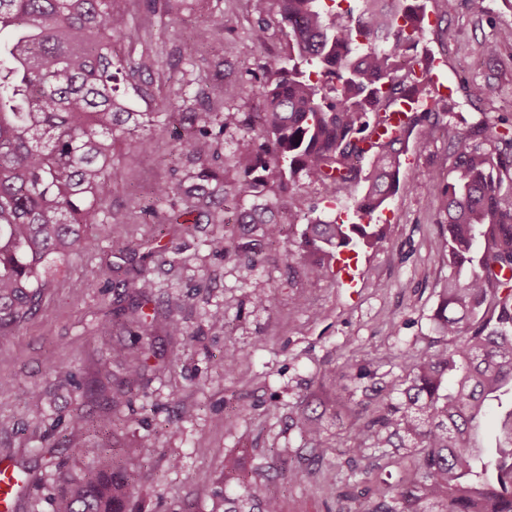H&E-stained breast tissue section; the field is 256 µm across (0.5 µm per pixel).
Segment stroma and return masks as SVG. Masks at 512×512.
<instances>
[{"label": "stroma", "instance_id": "1", "mask_svg": "<svg viewBox=\"0 0 512 512\" xmlns=\"http://www.w3.org/2000/svg\"><path fill=\"white\" fill-rule=\"evenodd\" d=\"M434 18L414 58L437 63L440 83L432 90L439 106H451L441 122L458 125L490 120L512 124V44L497 55L485 52L498 32L512 28V0H485L483 13L468 0H420ZM126 20L125 35L115 51L131 61L150 55L154 66L140 79L152 95L135 100L142 112L156 113L148 130L153 146L133 152L122 139L112 145V163L123 178L112 187L113 207L126 211L125 234L133 240L155 236L143 268L152 279L150 308L177 315L182 329H158L151 341L156 352L143 388L132 401L111 409L114 460L135 478L131 512H214L224 497V456H238L258 497L274 496L283 512H347L345 484L322 489L328 472L347 475L353 415L364 395L386 398L401 381L397 354H421L442 347L431 318L448 265L432 250L443 218L442 196L448 184V139L437 132L422 152L407 151L400 185L390 204L376 212L375 223L389 227L387 241L359 253L355 287L338 275L320 280L289 273L278 245L266 250L257 265L211 252L210 238L244 228L232 214L223 223L167 225L185 198L157 199L164 184L186 182L195 166L181 152L164 119L186 112L192 100H173L169 89L219 93L225 82L242 85L240 97L223 109L256 111L259 91L269 69L288 53L278 12L268 17L265 43L253 41L255 16L247 0H114ZM224 27L205 44L189 33L213 17ZM306 210L287 226L290 242H299L308 219L347 212L352 191L327 200L322 188L303 181ZM93 248L62 267L42 308L9 340L0 341V457L26 464L31 488L15 503L14 512H52L60 488L58 462L83 477L89 463L63 445L65 424L74 409L101 413L86 384L118 382L121 367L112 350L124 345L140 352L146 341L130 326L108 325L106 311L122 297L129 260L112 253L103 228L91 231ZM97 279L96 288L86 282ZM271 294L275 306L256 308L252 297ZM308 306L298 311L297 295ZM224 312L223 330L209 323L215 310ZM244 349L247 359L236 378L224 376V349ZM377 364L376 386L366 391L357 376L356 355ZM70 368L71 383L57 379L56 368ZM344 394H337V387ZM324 415L321 445L327 448L320 474L291 482L305 468L303 442L290 418L300 407ZM233 414L225 424V414Z\"/></svg>", "mask_w": 512, "mask_h": 512}]
</instances>
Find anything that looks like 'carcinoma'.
I'll return each instance as SVG.
<instances>
[{
    "mask_svg": "<svg viewBox=\"0 0 512 512\" xmlns=\"http://www.w3.org/2000/svg\"><path fill=\"white\" fill-rule=\"evenodd\" d=\"M257 25L252 38L267 33L269 0H248ZM288 55L274 68L275 82L262 88V108L219 114L205 106L176 112L179 147L199 165L195 183L165 186L181 192L185 208L171 223L190 222L195 211L220 197L222 209L239 212L240 224L255 232L215 237L211 249L224 256L259 262L269 244L284 241L291 209H303L299 182L306 177L334 196L361 187L353 213L362 220L382 209L399 186L403 149L416 134L415 149L434 135L435 106L401 112L406 99H428L416 60L399 64L417 45L424 27L406 0H349L343 10L323 0H278ZM224 27L217 17L195 29L207 41ZM125 19L112 0H0V340L14 335L41 306L57 263L87 249L88 231L114 230L113 254H136L120 235L128 221L107 207L121 174L112 166V139L127 128L134 152L152 148L142 129L155 113L140 112L129 95L150 96L132 81L150 60L129 63L112 51L125 34ZM127 88L119 91L118 75ZM403 119L394 120L396 113ZM227 129L238 137L233 155L241 165L248 197L224 180L214 140ZM453 158L443 195L445 224L433 249L448 262L439 289L432 330L445 346L412 361V373L397 389V401L362 404L351 425L350 452L362 460L376 448H404L394 460L401 478L391 486L371 468L351 467L345 497L351 512H512V126L484 122L462 130L445 127ZM288 199L290 212L276 200ZM358 244H377L388 225L343 224L317 218L302 233V246L329 259L346 245L351 230ZM134 291L121 309L138 336L162 325L179 331L171 314L144 311L152 282L135 270ZM244 355L224 350V375L237 374ZM150 352L126 367L123 389L139 390ZM309 457L321 463L319 421L302 411L293 419ZM108 417L93 420L72 412L66 446L98 462L81 479L60 473L52 512H127L133 476L112 462ZM367 486L358 489V476ZM224 512H281L277 498L255 499L251 482L236 460L224 457Z\"/></svg>",
    "mask_w": 512,
    "mask_h": 512,
    "instance_id": "cac0c4a2",
    "label": "carcinoma"
}]
</instances>
